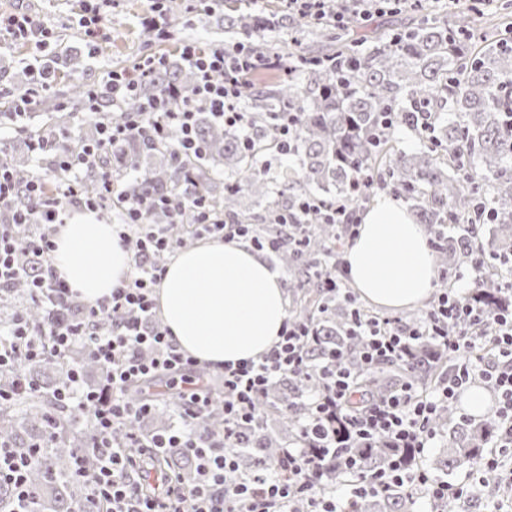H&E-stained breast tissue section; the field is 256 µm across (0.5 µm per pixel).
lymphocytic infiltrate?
<instances>
[{"mask_svg":"<svg viewBox=\"0 0 512 512\" xmlns=\"http://www.w3.org/2000/svg\"><path fill=\"white\" fill-rule=\"evenodd\" d=\"M2 39L31 42L44 51L53 33L20 8L0 18ZM183 58L196 72L193 96L176 104L165 96L143 98L141 111L98 122L94 141L59 158L68 177L53 188H46L40 178L19 184L11 169L0 163V288L23 276L31 297L79 307L75 319L51 323L40 331L24 317H14L4 331L8 342L0 345V374L21 359L66 358L79 342L102 367L97 388L81 390L80 372L74 368L68 386L59 392L76 415L88 418L89 446L98 461L90 469L83 459H76L73 475L89 494V512H296L301 502L305 512H345L335 496L323 492L328 455L334 448H368L377 439L394 454L387 468L352 483L351 498L400 489L426 493L437 503L464 499V485L432 476L417 466L416 458L437 435V414L477 383L490 386L495 395V447L512 448V309L491 311L466 304L447 289L436 295L425 317L412 324L355 313L354 329L364 339L359 358L367 367L386 362L409 365L414 347L422 343L451 360L450 375L428 396L411 383L383 397L356 392L339 352L320 351L315 329L296 318L284 323L279 342L268 354L219 371L182 353L157 319L154 290L168 258L183 243L164 225L147 223L152 210H169L173 223L189 222L198 237H247L256 248L272 253L284 244L279 235L257 237L254 225L227 223L189 190L177 195L120 190L116 177L103 171L97 196L84 195L83 172L95 165L102 151L120 142L139 138L171 149L178 160L200 149L199 109H207L225 125L245 122L236 101L244 78L261 65L258 55L245 46L227 53L220 47L202 50L189 45ZM164 64V58L147 57L135 72L109 73L88 87L86 110L96 114L140 96L144 80ZM110 205L119 210V237L132 252L133 271L109 298L80 304L53 267V235L71 208L97 211ZM22 226L33 230L23 251L16 238ZM452 324L457 327L453 334L448 331ZM316 350L321 353L317 364L311 359ZM162 377L182 382L177 390L180 426L163 433L133 431V423L154 411L158 398L148 387ZM283 377H314L320 382L300 446L282 449L277 466L268 471L242 472L241 436L261 425L255 402ZM136 387L145 394L133 401L127 393ZM169 448L183 449L193 459L190 483L152 474L150 460L161 458ZM34 461V455H16L0 441V485L13 492V512H29L32 492L27 475Z\"/></svg>","mask_w":512,"mask_h":512,"instance_id":"f902f5d3","label":"lymphocytic infiltrate"}]
</instances>
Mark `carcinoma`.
Returning a JSON list of instances; mask_svg holds the SVG:
<instances>
[{"mask_svg": "<svg viewBox=\"0 0 512 512\" xmlns=\"http://www.w3.org/2000/svg\"><path fill=\"white\" fill-rule=\"evenodd\" d=\"M336 9L329 0L323 17L308 22L276 9L254 13L231 8L224 25L227 51L242 43L262 58L276 59L279 48L266 42L263 33L291 30L288 71L265 73L250 81L241 94L239 107L248 113L246 128L221 126L209 116H198L196 131L203 149L182 162L172 160L168 150L132 139L101 154L99 168L86 173L84 191L98 193L101 168L114 171L119 179H129L139 191L175 194L188 189L207 198L228 222H260L262 237L280 231L276 217L283 214L292 225H308L302 234L288 230V239L298 238L301 245L283 248L279 260L292 266L299 254L308 255L305 265L293 269V288L301 295L298 318L310 323L326 345L342 347L351 360L359 345V337L350 335L352 308L319 288L316 279L327 266L329 249L339 246L338 229L322 215L301 214L299 204L312 200L353 209L365 200L354 191L358 180L381 183L410 205L417 223L431 226L439 268L471 273L476 288L470 298L490 307L512 304V298L501 290L498 268L475 263L480 254L491 259L512 253V45L479 48L468 23L443 18L399 30L393 43L363 36L359 44L352 45L346 39L347 27L336 26ZM331 32L336 48L319 53L320 39ZM193 84L188 65L172 61L147 78L144 88L155 95L185 94ZM65 104L69 120H86L83 87H72ZM290 106L297 120L288 134V156L296 164L273 172L257 161L269 153H281L279 117ZM417 113L423 114L427 129L415 124ZM401 127L422 136L420 149L390 152L389 143ZM29 135L54 142L57 154H70L82 143L80 135L57 141L47 129ZM144 156L155 159V164L143 166ZM245 194L263 204L261 214L243 208ZM485 208L498 214L493 223L499 248L485 249L473 231L457 237L442 235L445 224L488 223ZM3 292L9 316L22 312L37 329L48 323L53 312L62 320L77 314L71 307L53 310L32 301L22 281ZM431 356L432 349L425 344L414 352L416 373L423 380L448 372L443 361H431ZM68 370L69 363L59 360H22L15 373L0 377L6 385L20 377L43 390L39 395L21 392L15 406L0 410V438L26 455L50 425L61 432L53 447L42 449L29 475L37 512H78L86 502L87 491L72 477V452L87 443L85 431L78 427L77 417L53 399V392L67 381ZM350 371L360 380L359 390L376 395L403 379L401 370L388 363L371 371L352 364ZM317 390L314 381L302 384L284 378L274 387L272 397L257 406V412L262 416L273 408L282 422L299 430L310 409L308 397ZM438 425L448 441L437 458V470L447 473L488 454L492 418L463 422L450 407L438 416ZM247 443L243 459L248 469L260 472L277 464L279 448L268 434H250ZM353 453L360 461L351 472L338 457L329 459L333 478L369 476L385 466L391 450L379 443L375 448H355ZM162 462L183 476L193 467L180 448L168 449ZM371 508L374 512H411L413 499L402 490H393L355 503L352 512Z\"/></svg>", "mask_w": 512, "mask_h": 512, "instance_id": "obj_1", "label": "carcinoma"}]
</instances>
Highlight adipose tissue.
<instances>
[{
    "mask_svg": "<svg viewBox=\"0 0 512 512\" xmlns=\"http://www.w3.org/2000/svg\"><path fill=\"white\" fill-rule=\"evenodd\" d=\"M54 241V268L84 302L110 296L129 272L115 225L72 219ZM344 259L351 286L375 307H416L433 292L437 270L423 227L390 197L361 215ZM282 280L247 243L210 239L172 257L155 300L179 348L199 362L256 360L278 342L288 317Z\"/></svg>",
    "mask_w": 512,
    "mask_h": 512,
    "instance_id": "1",
    "label": "adipose tissue"
}]
</instances>
